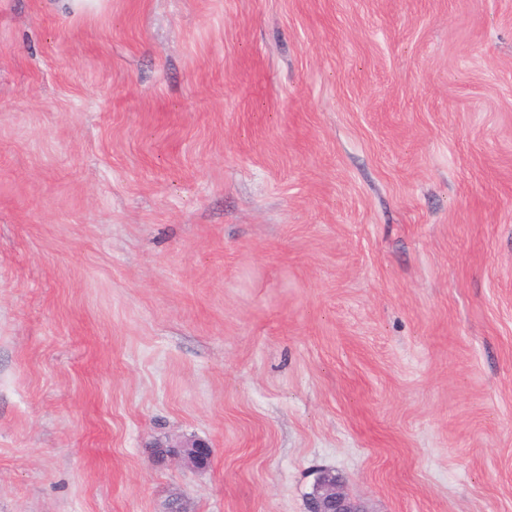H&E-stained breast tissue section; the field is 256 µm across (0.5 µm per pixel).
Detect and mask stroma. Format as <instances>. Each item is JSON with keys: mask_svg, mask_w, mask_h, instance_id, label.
<instances>
[{"mask_svg": "<svg viewBox=\"0 0 512 512\" xmlns=\"http://www.w3.org/2000/svg\"><path fill=\"white\" fill-rule=\"evenodd\" d=\"M321 470L512 512V0H0V512ZM156 448H171V453L168 456L197 467L208 465L212 454L209 444L198 439L158 443Z\"/></svg>", "mask_w": 512, "mask_h": 512, "instance_id": "obj_1", "label": "stroma"}]
</instances>
